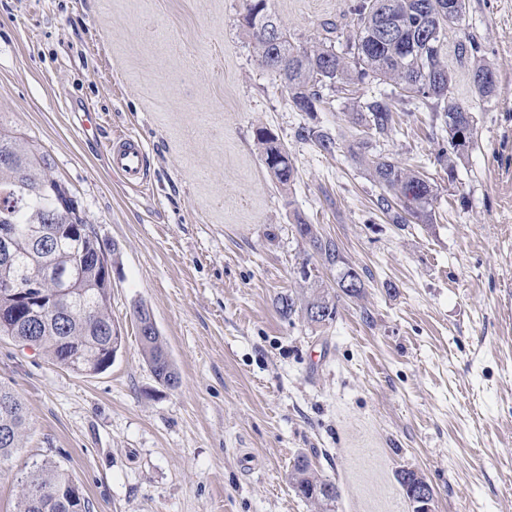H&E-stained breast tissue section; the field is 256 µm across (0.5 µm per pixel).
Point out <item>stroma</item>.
Listing matches in <instances>:
<instances>
[{"instance_id": "1", "label": "stroma", "mask_w": 512, "mask_h": 512, "mask_svg": "<svg viewBox=\"0 0 512 512\" xmlns=\"http://www.w3.org/2000/svg\"><path fill=\"white\" fill-rule=\"evenodd\" d=\"M353 0H270L293 45L324 24L353 25ZM246 0H0V124L49 155L56 179L118 251L112 317L124 345L105 372L78 375L0 338V382L29 425L17 477L50 460L81 484L91 512H317L298 496L297 457L335 482L333 512H411L401 470L432 486L434 512H512V0H468L448 31L453 93L475 142L449 175L434 112L395 103L375 150L438 188L429 224H394L349 150L352 114L386 84L296 111L259 63ZM497 76L491 102L468 79L464 33ZM100 131L84 137L83 111ZM288 149L281 189L255 138ZM330 131L321 152L301 127ZM136 134L146 181L114 173L107 143ZM306 222L333 238L365 283L340 295L312 257ZM311 269L299 275L301 263ZM322 288L337 314L317 328L282 318L283 293ZM145 304L180 377L159 384L134 309Z\"/></svg>"}]
</instances>
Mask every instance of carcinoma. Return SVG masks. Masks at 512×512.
Here are the masks:
<instances>
[{
    "label": "carcinoma",
    "mask_w": 512,
    "mask_h": 512,
    "mask_svg": "<svg viewBox=\"0 0 512 512\" xmlns=\"http://www.w3.org/2000/svg\"><path fill=\"white\" fill-rule=\"evenodd\" d=\"M432 0H359L354 5L356 21L347 37V56L336 52V26H324L322 38L310 46L295 47L291 34L279 25L281 39L272 46L255 43L261 64L279 78L293 106L300 112H314L324 92H343L367 80L388 83L394 98H373L355 113L353 154L365 161L374 180L383 190L378 208L393 224H430L435 214L436 189L427 177L380 155L367 156L369 144L387 138L393 131V103L416 101L443 118L452 115L456 126L474 139L476 127L469 109L451 96L454 76L448 68L444 42L448 28L465 19L466 0H443L444 10L429 8ZM245 27L263 29L279 21L269 0H252ZM448 147L438 153V161L448 166L453 180L458 160L464 155L457 132L445 129ZM299 135L331 153L336 139L328 132L303 128ZM264 163L282 187L294 179L288 149L265 128L256 130ZM0 228L13 229L8 256L0 257V309L17 307L14 287L32 282L31 309L41 308L55 298L68 300L70 309L58 319L31 323L29 312L0 321V337L22 345L36 339L54 364L79 375L98 374L112 365L122 345L119 326L112 320L111 289L103 287L110 277L105 265L83 262L86 255L104 249L92 226L81 215L77 203L63 207L59 201L60 182L52 175L45 152L15 133L0 127ZM301 237L330 268L338 269L336 284L348 297H358L364 288L361 274L351 267L339 245L331 237L318 234L310 224H297ZM337 295L317 288L300 301L291 294L276 299L281 317L299 314L308 323L324 326L336 318ZM143 356L155 379L175 388L179 375L162 343L149 309L136 310ZM29 424L27 408L19 394L0 383V475L22 447ZM20 491L14 512H89L90 503L82 487L61 465L49 461L33 463L18 479ZM293 486L299 496L316 504L320 512H330L338 497V487L316 475L307 457L294 463Z\"/></svg>",
    "instance_id": "1"
}]
</instances>
